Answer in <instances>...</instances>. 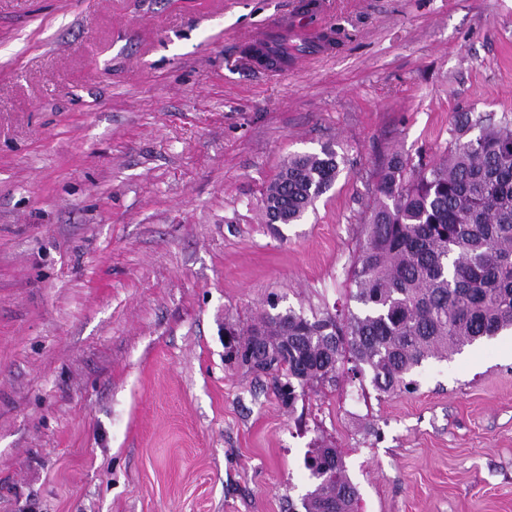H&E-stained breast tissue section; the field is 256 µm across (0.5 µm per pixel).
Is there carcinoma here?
Instances as JSON below:
<instances>
[{"label": "carcinoma", "instance_id": "cac0c4a2", "mask_svg": "<svg viewBox=\"0 0 512 512\" xmlns=\"http://www.w3.org/2000/svg\"><path fill=\"white\" fill-rule=\"evenodd\" d=\"M471 127L479 134L464 139ZM342 161L329 146L288 159L268 186V224H298L335 184ZM408 162L392 156L380 169L364 224L365 239L351 269L352 298L361 311L345 317L306 315L290 308L265 313L245 332L290 338L264 363L274 369L273 392L291 408L306 389L337 386L344 363L370 375L392 396L428 359H443L479 339L512 331V117L465 114L448 155ZM315 483L304 512H357L360 498L336 448H315L305 460Z\"/></svg>", "mask_w": 512, "mask_h": 512}]
</instances>
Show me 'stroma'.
Instances as JSON below:
<instances>
[{
	"label": "stroma",
	"mask_w": 512,
	"mask_h": 512,
	"mask_svg": "<svg viewBox=\"0 0 512 512\" xmlns=\"http://www.w3.org/2000/svg\"><path fill=\"white\" fill-rule=\"evenodd\" d=\"M298 0H0V512H299L309 449L358 512H512V334L276 399L224 326L358 312L381 162L434 161L461 112L512 116V0H326L332 55L273 79L248 35ZM332 145L299 224L262 200Z\"/></svg>",
	"instance_id": "1"
}]
</instances>
